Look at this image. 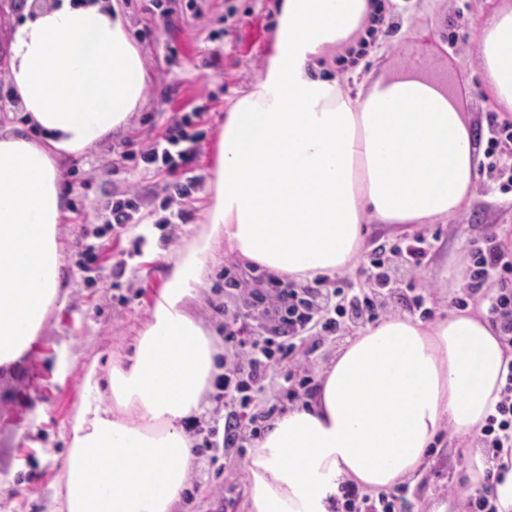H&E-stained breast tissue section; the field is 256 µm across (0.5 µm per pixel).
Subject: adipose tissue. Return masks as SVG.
Here are the masks:
<instances>
[{
    "mask_svg": "<svg viewBox=\"0 0 512 512\" xmlns=\"http://www.w3.org/2000/svg\"><path fill=\"white\" fill-rule=\"evenodd\" d=\"M370 0H282L263 78L219 134L208 230L173 263L132 355L96 368L62 471L60 512H175L194 464L185 419L221 374V348L189 315L220 243L276 276L350 268L372 225L443 223L471 203V128L456 98L413 65L358 96L311 73L360 40ZM8 78L32 135L0 128V370H13L60 297L64 203L55 157L125 125L146 70L104 0L26 6ZM485 84L512 112V4L475 26ZM507 356L484 303L425 323L392 314L347 338L311 397L278 417L246 463L248 512H331L339 480L381 492L418 472L445 428L475 436Z\"/></svg>",
    "mask_w": 512,
    "mask_h": 512,
    "instance_id": "obj_1",
    "label": "adipose tissue"
}]
</instances>
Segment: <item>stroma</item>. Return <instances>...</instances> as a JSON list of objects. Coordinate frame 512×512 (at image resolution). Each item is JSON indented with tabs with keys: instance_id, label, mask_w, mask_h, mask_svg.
<instances>
[{
	"instance_id": "obj_1",
	"label": "stroma",
	"mask_w": 512,
	"mask_h": 512,
	"mask_svg": "<svg viewBox=\"0 0 512 512\" xmlns=\"http://www.w3.org/2000/svg\"><path fill=\"white\" fill-rule=\"evenodd\" d=\"M116 3L144 61L148 92L124 128L81 156L57 159L66 197L59 226L61 295L31 350L11 374L0 375V512H57L84 373L93 366L107 377L114 361L132 355L174 260L206 231L219 132L231 107L264 75L281 0H197L194 11L187 0H165L166 21L152 0ZM385 3L394 30L377 34L355 66H341L332 52L318 60L315 73L335 79L353 95L373 69L392 71L420 61L449 94H461L481 170L470 209L447 223L414 224L404 232L379 226L367 242L372 248L416 234L428 238L430 254L419 269L395 265L389 276L414 281L424 297L422 307L438 318L454 308L459 290L453 273L468 266L472 244L512 226V192L501 191L486 175L488 121L508 122L512 115L498 111L484 86L472 29L473 20L490 17L500 0ZM188 112L201 115L196 129L202 138L192 165L199 185L186 221L168 224L162 207L167 178L146 172L135 155L147 138ZM131 188L138 191L144 223L127 225L92 271H85L82 251L93 242L89 230L103 225L108 204ZM119 262L125 272L116 278L112 270ZM202 279L187 311L207 335L220 338L224 316L217 306L241 309L250 291L266 288L269 274L223 244L207 258ZM223 419V404L207 397L198 416L200 432L192 437L194 489L191 498L180 499L176 512H247L245 456L217 458L204 445V431ZM471 444V437L447 430L437 435L428 466L408 482L416 512H464V500L449 494L448 486L473 484L478 466L466 452Z\"/></svg>"
}]
</instances>
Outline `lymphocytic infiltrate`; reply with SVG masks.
Segmentation results:
<instances>
[{
  "mask_svg": "<svg viewBox=\"0 0 512 512\" xmlns=\"http://www.w3.org/2000/svg\"><path fill=\"white\" fill-rule=\"evenodd\" d=\"M189 117H182L166 131L148 140L140 152L145 169L164 173L171 198L189 199L198 185L197 177L188 173L198 153L199 133L190 129ZM471 269V291H478L489 271H497L501 287L492 297L488 312L499 329L504 349H512V248L488 239L474 244L468 253ZM273 303L277 319L275 331L259 336L252 330V312H233L224 315V342L234 354L224 362V376L215 388L224 401L225 450L240 447L248 439L258 438L266 428L270 412L254 410V393L260 391L268 374H276L288 400L310 391L315 376L312 362L297 363L298 344L306 340L324 342L334 338L345 321L374 320L377 305L366 294L347 295L342 286L316 290L314 298L298 295L294 290L272 281L266 299L258 307ZM483 451L485 471L477 487L456 488V495L465 497L468 512H500L496 485L502 476L497 469L505 455L512 453V371L500 391L495 412L489 415L478 438ZM334 512H414L415 504L407 487L401 486L378 495L364 493L351 481L340 482Z\"/></svg>",
  "mask_w": 512,
  "mask_h": 512,
  "instance_id": "lymphocytic-infiltrate-1",
  "label": "lymphocytic infiltrate"
}]
</instances>
